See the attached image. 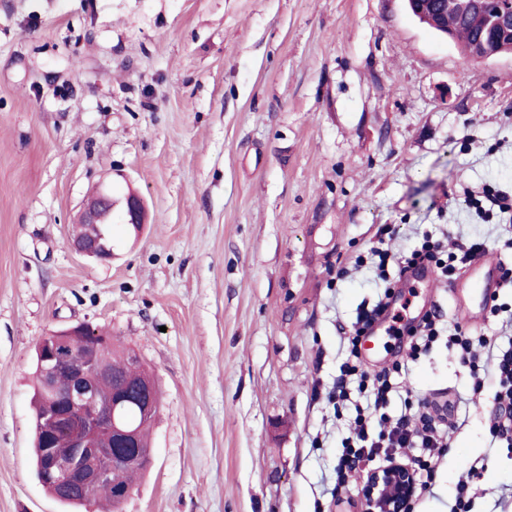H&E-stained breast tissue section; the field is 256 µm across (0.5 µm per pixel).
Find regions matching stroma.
<instances>
[{
  "mask_svg": "<svg viewBox=\"0 0 512 512\" xmlns=\"http://www.w3.org/2000/svg\"><path fill=\"white\" fill-rule=\"evenodd\" d=\"M136 191L111 262L72 247L99 184ZM512 53L466 57L405 0H0V512H66L32 461L34 357L85 323L134 349L162 393L152 461L120 512H362L366 473L336 483L357 405L329 399L357 317L438 310L384 411L449 427L414 512H512V447L491 441L492 374L473 393L457 325L512 341V288L491 315L464 267L400 283L378 269L424 239L483 241L512 268ZM145 206L143 200L136 194H129L125 201V207L121 214H119V221L117 224H131L135 229H138L141 224H144Z\"/></svg>",
  "mask_w": 512,
  "mask_h": 512,
  "instance_id": "35a3bbf8",
  "label": "stroma"
}]
</instances>
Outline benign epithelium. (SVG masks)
<instances>
[{"label":"benign epithelium","instance_id":"obj_1","mask_svg":"<svg viewBox=\"0 0 512 512\" xmlns=\"http://www.w3.org/2000/svg\"><path fill=\"white\" fill-rule=\"evenodd\" d=\"M463 16L476 15L484 26L499 35L496 41H481L471 46L469 56L484 60L503 53L504 44L512 46V0H456ZM145 206L136 194H130L119 214L122 224L139 228L144 223ZM114 221L112 193L102 186L81 215L84 224L110 225ZM76 250L101 262L112 260V248L99 241L78 239ZM87 325L79 323L41 340L46 399L41 419H53L62 437L49 438L41 456L44 480L61 492L112 485V471L119 467L141 470L149 466L151 453L139 447L134 430L119 424L114 412L127 401L137 402L146 413L155 410L152 381L142 377L132 383L127 374L118 373L98 360L99 343L86 336ZM105 378L117 380L108 394L98 391ZM112 434V445L105 447L100 435ZM417 489L413 468L404 462L392 463L369 471L363 491L364 512H407Z\"/></svg>","mask_w":512,"mask_h":512}]
</instances>
